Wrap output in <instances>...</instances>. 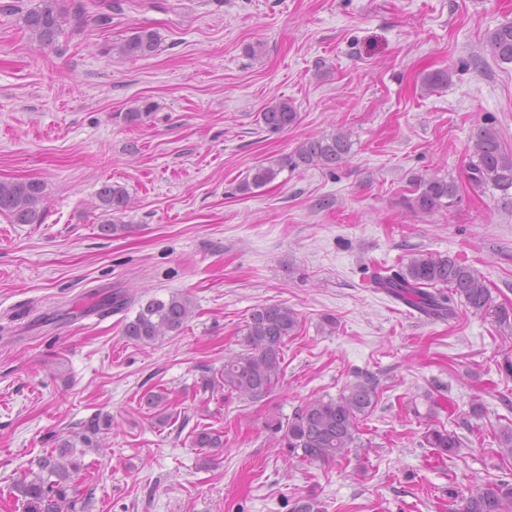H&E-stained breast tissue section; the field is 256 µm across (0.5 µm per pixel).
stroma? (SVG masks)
Instances as JSON below:
<instances>
[{
  "label": "stroma",
  "instance_id": "35a3bbf8",
  "mask_svg": "<svg viewBox=\"0 0 512 512\" xmlns=\"http://www.w3.org/2000/svg\"><path fill=\"white\" fill-rule=\"evenodd\" d=\"M8 1L0 180H40L45 196L41 223L0 214V512H25L14 481L99 414L112 428L77 457L83 512H291L307 495L324 512H461L486 482L512 480L495 452L512 426V196L468 180L479 127L512 150V64L484 48L512 0H82L53 50L22 28L36 0ZM137 28L159 35L156 53L109 52ZM441 69L450 82L428 91ZM280 98L298 121L271 134L261 112ZM134 107L146 114L130 125ZM345 130L351 151L334 169L288 166L237 192L253 167ZM433 174L458 185L456 205L412 210ZM107 182L131 198L110 236ZM413 252L477 269L489 312L459 303L431 320L371 286L375 268ZM115 292L125 307L100 311ZM173 294L192 301L180 331L125 336L140 303ZM275 303L299 317L275 391H203L253 308ZM366 377L378 402L361 449L285 459L266 423ZM151 393L187 428L159 424ZM433 399L463 443L450 461L422 445ZM196 426L222 435L217 454L194 447Z\"/></svg>",
  "mask_w": 512,
  "mask_h": 512
}]
</instances>
